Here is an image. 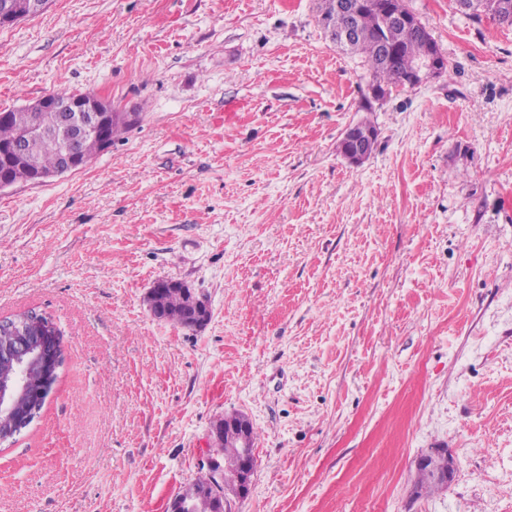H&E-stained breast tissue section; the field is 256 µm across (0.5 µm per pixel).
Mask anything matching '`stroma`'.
<instances>
[{
    "instance_id": "stroma-1",
    "label": "stroma",
    "mask_w": 512,
    "mask_h": 512,
    "mask_svg": "<svg viewBox=\"0 0 512 512\" xmlns=\"http://www.w3.org/2000/svg\"><path fill=\"white\" fill-rule=\"evenodd\" d=\"M404 3L451 72L369 113L317 0H52L0 28V110L63 83L137 116L0 191V318L50 315L65 349L0 447V512H168L233 412L257 432L234 512H512V28ZM161 280L207 324L154 317ZM437 445L455 478L416 492Z\"/></svg>"
}]
</instances>
